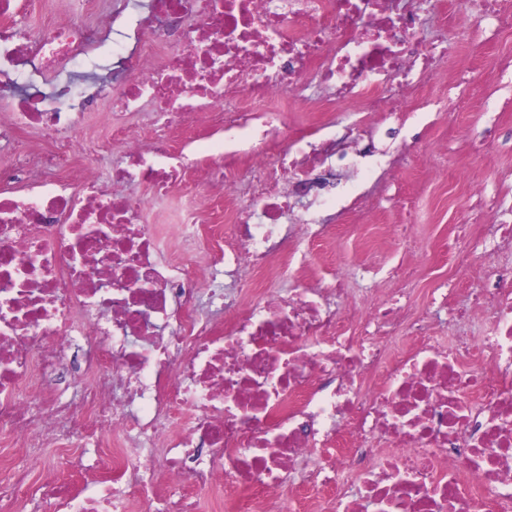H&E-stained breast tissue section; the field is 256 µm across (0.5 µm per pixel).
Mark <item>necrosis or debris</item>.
<instances>
[{"mask_svg": "<svg viewBox=\"0 0 512 512\" xmlns=\"http://www.w3.org/2000/svg\"><path fill=\"white\" fill-rule=\"evenodd\" d=\"M418 2L140 0L36 40L0 0V512H25L37 473L65 512H512V266L471 267L489 286L453 308L429 289L454 319L492 312L448 346L407 289L377 302L350 269L313 272L333 226L290 219L360 126L406 111L449 59L469 81ZM107 95L110 175L86 160L62 181ZM178 132L222 150L199 160ZM138 187L170 200L159 222ZM71 365L75 398L52 384ZM49 447L81 474L100 449L91 491L46 477ZM440 6L441 8L437 5L434 7L433 4L423 5L419 12L421 30L430 39H437L445 34L439 20V13L444 4L440 3Z\"/></svg>", "mask_w": 512, "mask_h": 512, "instance_id": "4bbe7bcc", "label": "necrosis or debris"}]
</instances>
